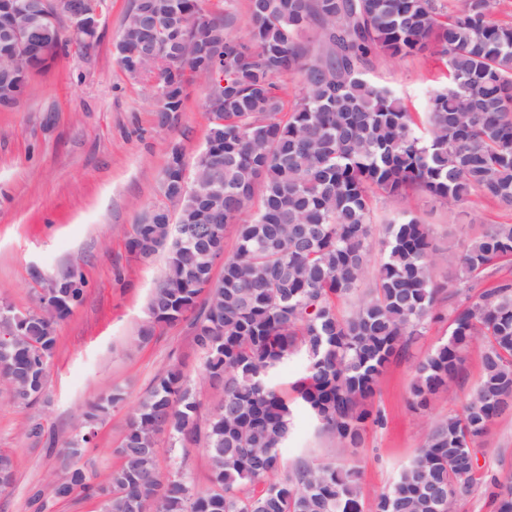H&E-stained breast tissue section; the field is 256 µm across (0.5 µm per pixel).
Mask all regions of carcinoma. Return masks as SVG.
<instances>
[{
    "label": "carcinoma",
    "mask_w": 512,
    "mask_h": 512,
    "mask_svg": "<svg viewBox=\"0 0 512 512\" xmlns=\"http://www.w3.org/2000/svg\"><path fill=\"white\" fill-rule=\"evenodd\" d=\"M0 0V107L18 104L31 74L48 69L70 45L83 52L94 32L65 35L48 25L36 46L14 36L17 6ZM206 0H132L115 45L117 61L134 75L137 51L153 60L158 121L182 111L186 85L224 80L221 101H209V130L195 170L212 184L186 190L183 154L171 149L162 178L165 198L178 205L150 209L132 226L128 252L141 259L166 254L139 330L188 324L206 353L204 369L224 380V401L205 428L192 380L177 366L159 374L130 417L115 453L118 465L97 481L71 464L52 481L51 497L36 491L34 512L53 501L94 499L99 512H364L361 471L332 462L284 466L279 449L293 425L292 403L269 382L291 357L306 360L292 384L296 400L336 444L355 448L367 423H383L370 403L386 366L424 326L443 316V286L433 269L458 270L447 296L448 341L414 370L411 404L429 399L459 377L465 354L482 341L481 377L461 411L437 418L421 448L372 512H454L479 471L474 448L490 424L512 406V279L487 278L512 264V224H492L466 248L439 253L426 225L402 217L387 225L384 262L367 266L371 249L370 192L412 190L450 207L496 201L512 211V25L491 19L494 0H463L444 15L437 0H247L248 40L230 38L231 12L211 13ZM320 32L309 57L300 42ZM434 41L447 56L448 87L433 94L420 129L402 100L374 83L365 65L377 51L396 59ZM298 71L303 92L288 109L277 78ZM261 206L243 218L255 189ZM238 224L235 250L224 254V230ZM224 255L212 278L208 253ZM372 287L352 310L337 304ZM57 320L82 304L87 281L65 272ZM13 345L0 351L14 397L30 403L43 391L57 344L55 324L23 315ZM116 389L83 412L88 431L66 445L78 459L94 426L122 404ZM204 435L212 487L195 489L183 474L161 481L159 437L170 447ZM14 461L0 452V493L14 482ZM494 512H512V475L491 478Z\"/></svg>",
    "instance_id": "cac0c4a2"
}]
</instances>
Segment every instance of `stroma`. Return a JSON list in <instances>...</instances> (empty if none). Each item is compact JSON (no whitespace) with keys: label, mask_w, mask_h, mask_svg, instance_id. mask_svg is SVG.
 Segmentation results:
<instances>
[{"label":"stroma","mask_w":512,"mask_h":512,"mask_svg":"<svg viewBox=\"0 0 512 512\" xmlns=\"http://www.w3.org/2000/svg\"><path fill=\"white\" fill-rule=\"evenodd\" d=\"M129 5L130 0H106L98 41L84 52L60 55L47 71L30 78L17 106L0 109V303L20 311L35 309L37 270L58 275L76 266L88 281L83 303L56 328L58 346L40 399L25 405L0 386V451L13 457L17 470L14 485L0 493V512H33L29 498L35 487L60 474L64 443L83 431L82 411L113 388H121L126 399L97 424L80 459L99 478L117 464L114 450L123 440L128 416L162 371L177 364L196 382L201 417H208L223 397L221 386L206 380L205 354L185 325L160 328L146 344L138 339L166 255L137 259L128 253L125 239L144 212L165 204L161 182L172 147L181 148L185 172L193 174L208 123L206 87L197 80L188 86L177 120L158 126L150 79L130 78L116 59ZM366 73L418 116L448 84L446 59L434 45L396 60L373 55ZM371 208L378 228L400 211L418 217L441 249L451 241L468 244L486 225L512 223V212L486 199L465 214L426 194L397 198L378 191ZM449 333L447 319L429 323L387 367L373 399L385 423L367 426L358 448L341 451L300 409L281 450L285 461L356 465L363 474L364 499L372 501L420 448L426 423L461 409L480 379L475 346L449 392L434 397L426 412L410 409L415 365L445 343ZM36 423L43 430L38 440L28 434ZM160 446L162 475L179 470L197 488H209L204 443L186 451L170 448L165 440ZM477 455L479 479L456 512H492L487 481L512 474V411L492 423Z\"/></svg>","instance_id":"obj_1"}]
</instances>
